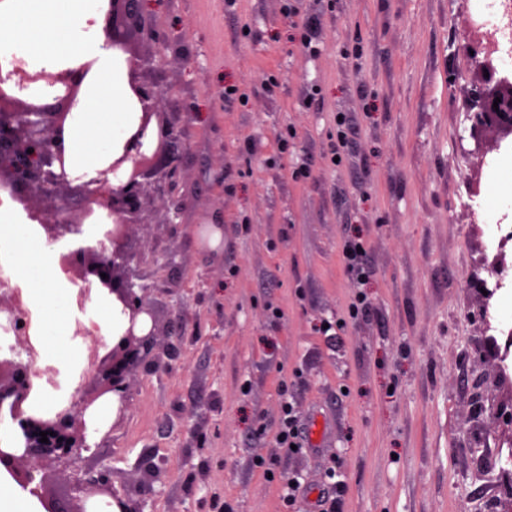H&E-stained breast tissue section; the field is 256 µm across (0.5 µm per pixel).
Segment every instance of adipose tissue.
<instances>
[{
    "label": "adipose tissue",
    "mask_w": 512,
    "mask_h": 512,
    "mask_svg": "<svg viewBox=\"0 0 512 512\" xmlns=\"http://www.w3.org/2000/svg\"><path fill=\"white\" fill-rule=\"evenodd\" d=\"M101 0H0V73L20 57L54 72L93 61L94 74L65 135L69 178H103L122 149L137 113L114 76L116 58L100 31ZM55 248L13 210L0 207V276L24 288L31 311L51 320L47 351L56 354L67 335L66 307L53 274Z\"/></svg>",
    "instance_id": "obj_1"
}]
</instances>
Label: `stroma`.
I'll return each mask as SVG.
<instances>
[{"instance_id": "stroma-1", "label": "stroma", "mask_w": 512, "mask_h": 512, "mask_svg": "<svg viewBox=\"0 0 512 512\" xmlns=\"http://www.w3.org/2000/svg\"><path fill=\"white\" fill-rule=\"evenodd\" d=\"M491 2L300 0L302 15L321 20L325 52L313 66L280 0H154L159 39L146 47L159 56L141 80L183 134L182 213L136 240L181 353L134 377L109 453L118 486L141 456L167 458L165 492L148 512H210L219 499L231 512H289L258 465L275 451L286 400L302 428L323 421L327 440L280 467L337 494L338 512H496L494 501L512 497L499 483L512 455L502 419L512 355L495 347L503 322L480 318L512 292V240L489 244L494 225L512 231V140L480 167L458 149L469 132L468 24L480 10L503 25ZM355 47L359 58H345ZM314 78L328 109L360 129L338 169L326 159V115L302 104ZM229 84L252 87V102L225 101ZM296 153L312 157L309 177H293ZM215 213L218 255L192 231ZM351 234L374 268L371 311L358 317L342 256Z\"/></svg>"}]
</instances>
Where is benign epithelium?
Masks as SVG:
<instances>
[{
    "instance_id": "7a95c632",
    "label": "benign epithelium",
    "mask_w": 512,
    "mask_h": 512,
    "mask_svg": "<svg viewBox=\"0 0 512 512\" xmlns=\"http://www.w3.org/2000/svg\"><path fill=\"white\" fill-rule=\"evenodd\" d=\"M152 0H106L102 9L105 44L120 49L127 66L139 122L116 154L109 171L119 174L121 184L108 197L102 195V180L73 183L66 173L64 134L71 113L81 103L83 85L94 61L57 73L34 70L21 64L0 75V184L11 189L23 203L30 219L39 223L49 242L81 233L84 224H94L101 209L108 210L113 225L106 232L110 248L79 246L59 253L58 267L69 280L92 279L105 287V295L127 317L124 333L112 338L108 357L98 355L93 332L76 322L74 336L86 341L88 367L71 395V402L48 416L33 406L36 386L31 366L39 352L29 333L30 310L22 289L0 290V313L9 315L14 344L13 358L0 357V421L20 430L21 447L0 448V472L10 475L22 489L40 502L43 512H144L154 484L163 482V459L150 455L138 460L137 485L116 489L112 467L102 453L103 442L92 443L88 415L103 401L118 398L115 421L104 433L109 436L123 421L131 382L138 372L157 371L178 356L168 327L160 324L148 301L152 288L146 276L132 267L136 255L130 240L136 226L149 224L153 214L170 224L173 204L170 179L176 174L177 140L169 121L166 101L147 89L141 73L153 56L132 41V33L151 35L146 17ZM479 59L473 81L477 88L476 111L470 115L469 136L474 148H461L468 156L485 159L489 149L512 137V112L493 111V89L506 83L496 60L501 55L496 38L470 40ZM47 83L48 96L23 100L17 93L32 85ZM107 278H102L101 274ZM52 431L48 442L39 433ZM95 465H83V453Z\"/></svg>"
}]
</instances>
